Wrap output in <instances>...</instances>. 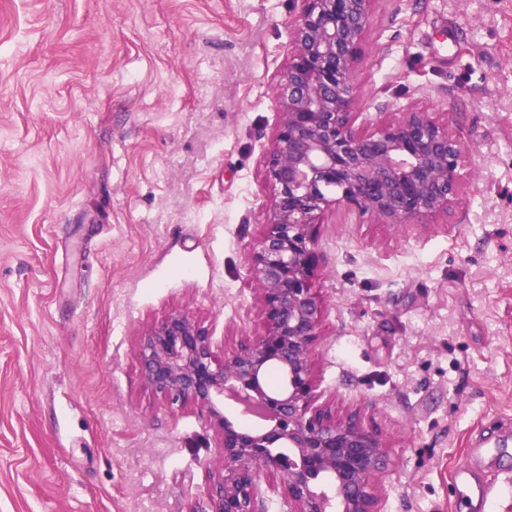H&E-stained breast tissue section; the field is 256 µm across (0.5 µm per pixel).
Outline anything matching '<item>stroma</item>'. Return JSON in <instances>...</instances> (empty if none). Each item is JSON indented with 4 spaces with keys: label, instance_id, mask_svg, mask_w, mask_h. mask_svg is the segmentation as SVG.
Segmentation results:
<instances>
[{
    "label": "stroma",
    "instance_id": "1",
    "mask_svg": "<svg viewBox=\"0 0 512 512\" xmlns=\"http://www.w3.org/2000/svg\"><path fill=\"white\" fill-rule=\"evenodd\" d=\"M298 0H0V512H188L218 465L195 406L141 378L181 311L261 333L247 252ZM359 128L432 110L468 145L431 225L317 226L321 404L389 452L378 512H478L512 478V0H376Z\"/></svg>",
    "mask_w": 512,
    "mask_h": 512
}]
</instances>
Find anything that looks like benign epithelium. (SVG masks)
Instances as JSON below:
<instances>
[{
    "label": "benign epithelium",
    "mask_w": 512,
    "mask_h": 512,
    "mask_svg": "<svg viewBox=\"0 0 512 512\" xmlns=\"http://www.w3.org/2000/svg\"><path fill=\"white\" fill-rule=\"evenodd\" d=\"M300 2L264 157L274 196L247 254L263 331L220 357L197 321L174 312L137 342L147 387L171 405L200 408L218 437L220 470L188 512H265L267 492L288 512H377L385 443L318 404L314 349L325 304L313 288L315 229L334 206L394 227L429 224L463 200L465 142L449 124L409 108L372 130L356 127L375 0ZM273 371L275 387L267 382ZM226 400L265 425L232 419Z\"/></svg>",
    "instance_id": "obj_1"
}]
</instances>
